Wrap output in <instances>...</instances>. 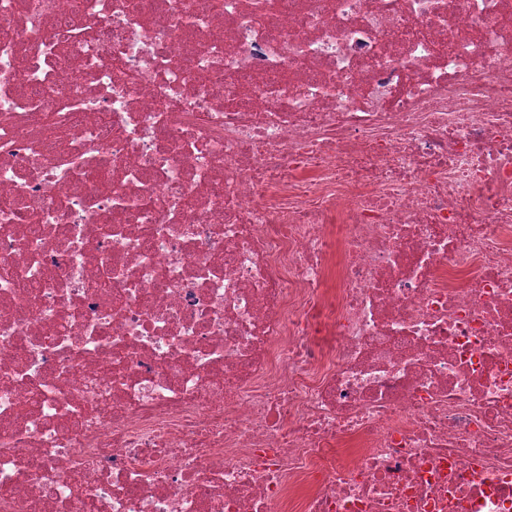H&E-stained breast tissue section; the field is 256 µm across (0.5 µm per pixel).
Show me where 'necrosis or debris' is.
<instances>
[{
	"instance_id": "4bbe7bcc",
	"label": "necrosis or debris",
	"mask_w": 512,
	"mask_h": 512,
	"mask_svg": "<svg viewBox=\"0 0 512 512\" xmlns=\"http://www.w3.org/2000/svg\"><path fill=\"white\" fill-rule=\"evenodd\" d=\"M72 2L0 0V512H512V0Z\"/></svg>"
}]
</instances>
